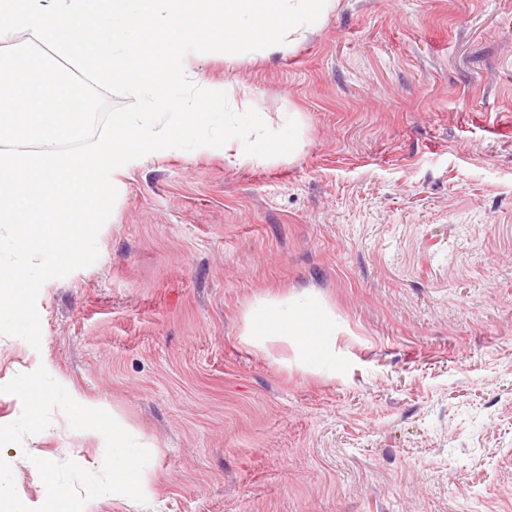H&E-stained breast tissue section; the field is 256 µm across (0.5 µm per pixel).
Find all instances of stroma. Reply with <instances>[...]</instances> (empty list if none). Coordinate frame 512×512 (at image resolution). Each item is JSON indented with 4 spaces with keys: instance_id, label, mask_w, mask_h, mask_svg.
<instances>
[{
    "instance_id": "obj_1",
    "label": "stroma",
    "mask_w": 512,
    "mask_h": 512,
    "mask_svg": "<svg viewBox=\"0 0 512 512\" xmlns=\"http://www.w3.org/2000/svg\"><path fill=\"white\" fill-rule=\"evenodd\" d=\"M185 72L252 92L295 151H175L122 179L93 265L0 334V385L45 368L152 442L145 503L85 512H512V0H339L305 41ZM336 317L323 361L244 338L259 302ZM61 411L0 448L99 471Z\"/></svg>"
}]
</instances>
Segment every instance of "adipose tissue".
Returning <instances> with one entry per match:
<instances>
[{"mask_svg": "<svg viewBox=\"0 0 512 512\" xmlns=\"http://www.w3.org/2000/svg\"><path fill=\"white\" fill-rule=\"evenodd\" d=\"M336 324L311 297L296 295L270 300L254 308L247 320L246 340L257 344L270 338L295 342L300 354L321 359L327 337L335 335Z\"/></svg>", "mask_w": 512, "mask_h": 512, "instance_id": "1", "label": "adipose tissue"}]
</instances>
